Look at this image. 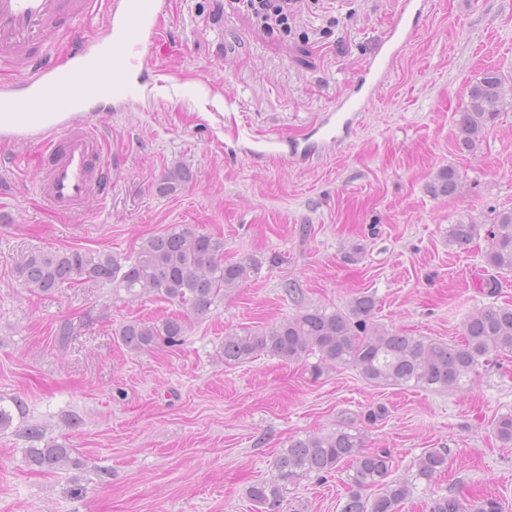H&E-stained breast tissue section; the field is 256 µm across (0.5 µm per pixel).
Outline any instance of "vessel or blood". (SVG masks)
I'll return each instance as SVG.
<instances>
[{
    "mask_svg": "<svg viewBox=\"0 0 512 512\" xmlns=\"http://www.w3.org/2000/svg\"><path fill=\"white\" fill-rule=\"evenodd\" d=\"M161 0H0V68L10 71L17 88L0 89V113L17 116V128L43 138L45 163L35 189L43 204L60 214L75 212L92 197L107 196L110 158L96 128L80 117L100 102L125 104L140 94L136 69H147L144 47L159 45ZM105 17L102 39L90 40L81 21ZM415 33L399 14L381 39L366 74L381 80ZM367 97L347 95L315 128L318 142L292 145L309 156L319 143L339 142ZM59 116L39 127L30 116Z\"/></svg>",
    "mask_w": 512,
    "mask_h": 512,
    "instance_id": "obj_1",
    "label": "vessel or blood"
}]
</instances>
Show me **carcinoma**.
I'll use <instances>...</instances> for the list:
<instances>
[{
    "instance_id": "1",
    "label": "carcinoma",
    "mask_w": 512,
    "mask_h": 512,
    "mask_svg": "<svg viewBox=\"0 0 512 512\" xmlns=\"http://www.w3.org/2000/svg\"><path fill=\"white\" fill-rule=\"evenodd\" d=\"M467 104L457 120L456 144L460 151L476 148L487 127L499 113L512 109V84L496 70H488L466 88ZM189 179L183 168L169 171L158 191H176ZM463 188V176L450 165L429 185L435 196H455ZM478 225L461 220L448 226V241L460 247L478 234ZM487 264L497 273H512V210H494L486 230ZM263 261L245 256L224 259V238L175 225L147 240L132 258L122 260L109 252L70 249L30 250L18 256L16 278L31 292L50 294L74 281L110 284L115 292L131 298L154 295L175 301L196 315L206 314L224 292L257 279ZM377 300L372 295L352 299L344 311L327 312L303 307L270 327L229 330L222 346L224 362L240 365L268 353L285 362H298L311 355L325 366L349 365L376 386H414L422 389L460 388L474 383L479 369L499 357L512 354V308L488 305L467 317L463 340L456 345L422 340L373 321ZM187 318L167 317L158 322L133 320L119 330L123 344L133 351H146L160 343L176 347L184 342ZM386 414L383 406L369 409L359 418L340 421L335 431L291 438L273 461L269 479L247 490L260 512H280L288 494L304 479L326 477L348 464L347 484L353 489L342 512H400L418 480L431 481L448 470V450L424 452L409 476H393L391 456L385 449H368L364 426ZM493 433L504 445H512V414L500 416ZM30 465L51 470L70 460V449L46 444L25 449ZM378 490L373 498L363 492ZM432 512H503L492 497L470 500L449 491L434 502Z\"/></svg>"
}]
</instances>
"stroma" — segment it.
Masks as SVG:
<instances>
[{
    "instance_id": "35a3bbf8",
    "label": "stroma",
    "mask_w": 512,
    "mask_h": 512,
    "mask_svg": "<svg viewBox=\"0 0 512 512\" xmlns=\"http://www.w3.org/2000/svg\"><path fill=\"white\" fill-rule=\"evenodd\" d=\"M417 31L372 92L349 136L310 160L287 155L361 75L405 0H321L289 35L269 31L230 0H166V48L150 52L141 95L91 118L121 169L105 199L54 214L32 192L38 140L0 142V399L21 414L0 429V512H256L248 487L268 476L289 438L335 430L342 413L383 405L366 444L388 449L406 475L430 448L448 471L417 481L402 512H430L449 489L496 496L512 512V446L493 433L512 413V356L461 389L373 386L349 366L312 378L308 362L261 354L229 366L230 328L265 326L300 306L346 309L366 293L375 319L410 335L459 342L483 306L512 305V273L497 294L487 241L459 247L448 227L485 225L512 208V110L473 151L455 144L466 88L488 69L512 77V0H430ZM462 192L430 193L439 170ZM183 167L188 183L157 190ZM175 224L224 238V256L282 261L227 293L186 342L134 353L117 330L183 313L82 283L34 295L13 275L31 249L130 257ZM300 288L299 298L284 291ZM75 327L59 343L61 323ZM72 451L54 470L30 468L24 428ZM345 470L294 489L281 512H341Z\"/></svg>"
}]
</instances>
